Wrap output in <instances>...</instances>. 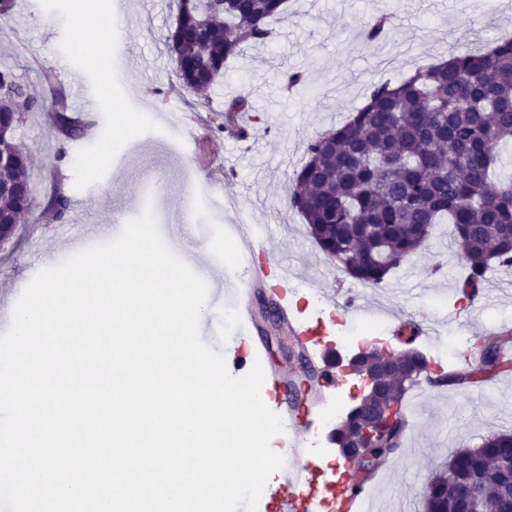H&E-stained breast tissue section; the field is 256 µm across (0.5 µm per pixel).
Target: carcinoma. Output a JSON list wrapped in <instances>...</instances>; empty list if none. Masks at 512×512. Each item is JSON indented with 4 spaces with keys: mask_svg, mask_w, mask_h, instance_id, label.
Listing matches in <instances>:
<instances>
[{
    "mask_svg": "<svg viewBox=\"0 0 512 512\" xmlns=\"http://www.w3.org/2000/svg\"><path fill=\"white\" fill-rule=\"evenodd\" d=\"M286 10L287 0H178L165 37L177 79L172 92L207 97L245 46L272 40L270 22ZM249 111L245 98L226 101L218 129L236 125L237 135L246 137L240 118ZM29 112L46 113L67 139L85 134V125L67 115L61 92L35 96L13 71L0 70L5 224L18 223L35 204L32 158L13 142ZM506 145L512 146V39L454 54L397 82L373 84L346 122L309 141L287 206L342 271L369 286L419 251L437 225L450 224L474 296L490 270L512 267V174L495 177L504 168ZM499 352L497 342L482 347L471 374L448 373L442 383L478 382L505 371ZM406 393L395 372L364 413ZM492 456L512 461V433L457 449L426 485V512H456L461 485L478 495L480 512H512V487L487 466Z\"/></svg>",
    "mask_w": 512,
    "mask_h": 512,
    "instance_id": "cac0c4a2",
    "label": "carcinoma"
}]
</instances>
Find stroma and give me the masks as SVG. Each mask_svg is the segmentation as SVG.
Segmentation results:
<instances>
[{"mask_svg": "<svg viewBox=\"0 0 512 512\" xmlns=\"http://www.w3.org/2000/svg\"><path fill=\"white\" fill-rule=\"evenodd\" d=\"M70 0H14L0 17V67L13 70L39 95L40 72L55 73L67 99L68 113L93 115L95 130L78 140L64 138L41 112L26 114L14 142L33 157L30 172L36 206L22 217L12 241L0 249V311L11 312L27 285L44 269L48 256L66 260L75 253L69 238L81 225L95 226L97 243L113 240V225L152 208L168 248L193 271L204 272L209 291L233 278L239 264L226 262L224 240L233 224L261 229L274 260L292 265L302 291L289 318H302L307 297H335L346 304L345 323L358 333L375 331L392 343L402 325L418 330L416 347L433 356L436 338L451 332L445 317L471 334L495 340L512 330V269L488 276L487 300L461 304L465 260L452 243V227L439 225L428 243L383 283L370 287L340 270L310 237L301 216L287 209L285 198L306 159L309 140L343 123L361 107L381 69L401 80L415 69L438 63L452 53L491 46L512 34V0H290L266 44L246 47L224 72L209 101L170 95L176 82L164 37L176 13V0H100L99 11L119 6L126 25L111 43L126 48L140 63L137 83H128L114 67L95 66L96 26L78 24ZM390 15V33L371 41L365 36L374 17ZM81 67L90 90L79 95L67 69ZM303 72L305 84L287 92L281 76ZM246 97L255 123L243 144L214 129L216 113L233 96ZM138 120L121 149L108 153L115 126L112 103ZM197 129V144L181 146L170 135L173 113ZM96 155L100 164L84 174L78 157ZM224 183L223 209L200 202L194 222H187L188 199L198 181ZM69 200L62 214L45 205L55 192ZM206 255H198L199 247ZM259 332L237 357L228 359L232 375L261 362L279 381L296 375L293 362L272 356L268 337L278 335L272 322L259 320ZM423 396L408 392L409 427L400 449L374 472L384 489L386 512H424L422 489L428 477L461 445L475 446L490 434L512 431V372L465 387L428 386Z\"/></svg>", "mask_w": 512, "mask_h": 512, "instance_id": "35a3bbf8", "label": "stroma"}]
</instances>
